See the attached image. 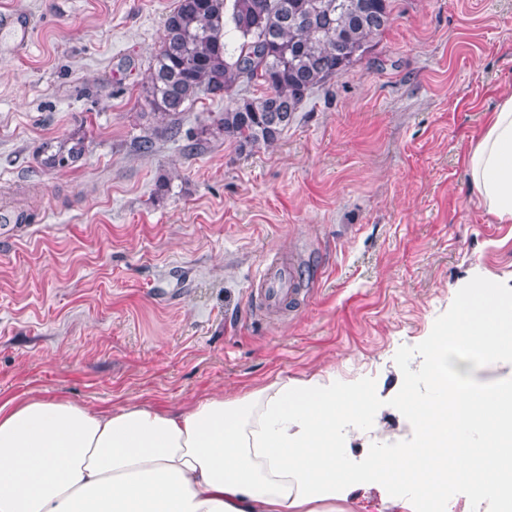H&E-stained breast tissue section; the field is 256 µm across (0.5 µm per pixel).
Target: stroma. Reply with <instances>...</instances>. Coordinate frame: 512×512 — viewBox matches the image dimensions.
Instances as JSON below:
<instances>
[{"mask_svg": "<svg viewBox=\"0 0 512 512\" xmlns=\"http://www.w3.org/2000/svg\"><path fill=\"white\" fill-rule=\"evenodd\" d=\"M176 0H0V400L66 396L177 408L335 368L377 389L378 423L340 435L361 463L412 437L391 398L456 291L512 286V228L490 223L465 158L512 86V0H393L363 57L314 88L281 138L194 141L224 110L138 150L143 87ZM85 140L64 171L48 140ZM167 191H158L161 180ZM291 258L302 292L253 309L254 277Z\"/></svg>", "mask_w": 512, "mask_h": 512, "instance_id": "stroma-1", "label": "stroma"}]
</instances>
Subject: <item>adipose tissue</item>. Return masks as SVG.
Wrapping results in <instances>:
<instances>
[{"label":"adipose tissue","mask_w":512,"mask_h":512,"mask_svg":"<svg viewBox=\"0 0 512 512\" xmlns=\"http://www.w3.org/2000/svg\"><path fill=\"white\" fill-rule=\"evenodd\" d=\"M466 173L493 223L512 224V91ZM423 353L428 394L396 392L412 440L361 464L344 458L336 428L371 413L362 379H280L175 411L0 402V512H345L362 485L384 488L394 512H451L460 490L512 512V379H477L512 360V289L493 279L460 289Z\"/></svg>","instance_id":"adipose-tissue-1"}]
</instances>
